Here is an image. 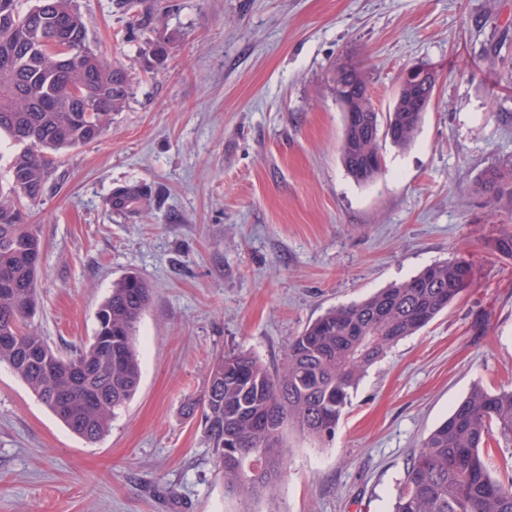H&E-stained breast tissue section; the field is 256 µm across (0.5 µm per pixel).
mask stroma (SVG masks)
Listing matches in <instances>:
<instances>
[{
	"label": "stroma",
	"mask_w": 512,
	"mask_h": 512,
	"mask_svg": "<svg viewBox=\"0 0 512 512\" xmlns=\"http://www.w3.org/2000/svg\"><path fill=\"white\" fill-rule=\"evenodd\" d=\"M91 48L131 90L98 140L55 152L31 221L42 240L31 329L65 356L89 344L125 274L151 302L136 325L141 381L101 438L72 433L0 365V512H235L200 418L215 360L280 367L291 336L457 257L469 285L370 367L334 439L286 435L287 512H391L424 437L474 385H512V215L474 193L512 160V0H74ZM165 47L156 63L149 46ZM371 73L377 111L401 70L438 74L413 144L356 183L341 163L335 65ZM144 183L149 206L110 211Z\"/></svg>",
	"instance_id": "35a3bbf8"
}]
</instances>
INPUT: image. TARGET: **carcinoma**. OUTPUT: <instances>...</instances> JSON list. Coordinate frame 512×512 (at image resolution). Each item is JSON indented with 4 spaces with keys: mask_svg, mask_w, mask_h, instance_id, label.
I'll return each instance as SVG.
<instances>
[{
    "mask_svg": "<svg viewBox=\"0 0 512 512\" xmlns=\"http://www.w3.org/2000/svg\"><path fill=\"white\" fill-rule=\"evenodd\" d=\"M19 0H0V135L22 149L7 164L0 185V364L7 365L73 433L96 440L140 383L134 345L136 324L151 299L147 282L129 274L112 285L96 314L92 342L64 359L28 326L37 307L42 244L23 202L40 198L51 154L106 133L129 95L127 73L92 50L73 0H37L27 11ZM60 33L64 55L49 52L45 38ZM370 84L363 65L339 64L335 78ZM407 89L399 112H360L345 128L340 158L359 184L384 168L380 142L399 149L414 141L424 113ZM475 190L512 212V161L484 170ZM143 184L114 190L111 210L140 211ZM462 258L425 267L417 275L367 299L339 306L288 341L282 365L271 371L244 351L222 356L203 396L187 405L201 411L207 443L224 479L225 493L252 504L274 500L288 467L285 435L293 430L315 441L334 438L359 381L387 348L415 334L468 285ZM512 446V387L474 386L448 418L423 440L406 467L392 512H512V481L491 472L489 442Z\"/></svg>",
    "mask_w": 512,
    "mask_h": 512,
    "instance_id": "1",
    "label": "carcinoma"
}]
</instances>
